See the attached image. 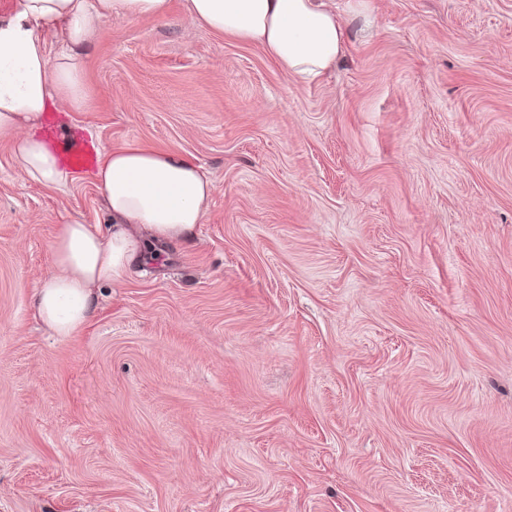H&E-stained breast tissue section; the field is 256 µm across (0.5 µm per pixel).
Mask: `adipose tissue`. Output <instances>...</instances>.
<instances>
[{
    "instance_id": "adipose-tissue-1",
    "label": "adipose tissue",
    "mask_w": 512,
    "mask_h": 512,
    "mask_svg": "<svg viewBox=\"0 0 512 512\" xmlns=\"http://www.w3.org/2000/svg\"><path fill=\"white\" fill-rule=\"evenodd\" d=\"M185 9L193 22L260 45L302 78L328 75L347 41L332 0H186ZM170 12L171 0H18L0 17V138L13 139L31 180L62 186L72 179L43 126L48 113L86 108L82 49L97 26L115 18L166 22ZM93 178L112 216L109 230L59 225L55 271L34 295L41 321L63 338L90 319L95 287L124 281L147 242L192 240L214 190L194 159L136 143L99 152Z\"/></svg>"
}]
</instances>
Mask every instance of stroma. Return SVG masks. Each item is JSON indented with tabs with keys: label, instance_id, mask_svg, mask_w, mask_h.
Wrapping results in <instances>:
<instances>
[{
	"label": "stroma",
	"instance_id": "stroma-1",
	"mask_svg": "<svg viewBox=\"0 0 512 512\" xmlns=\"http://www.w3.org/2000/svg\"><path fill=\"white\" fill-rule=\"evenodd\" d=\"M183 4L101 24L49 117L215 186L74 336L34 293L112 217L0 139V512H512V0H336L321 80Z\"/></svg>",
	"mask_w": 512,
	"mask_h": 512
}]
</instances>
